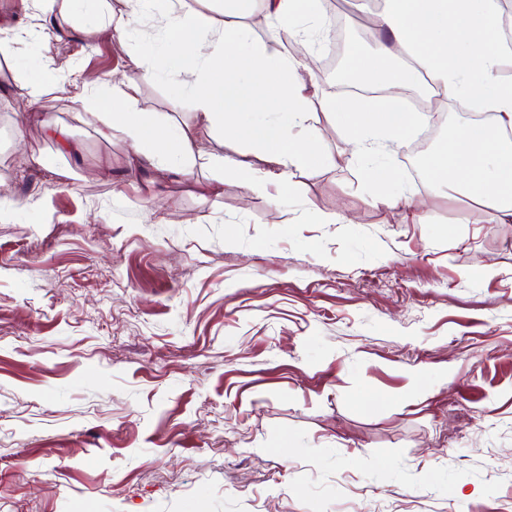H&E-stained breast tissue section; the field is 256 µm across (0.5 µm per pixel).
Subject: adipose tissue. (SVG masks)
<instances>
[{
	"label": "adipose tissue",
	"instance_id": "obj_1",
	"mask_svg": "<svg viewBox=\"0 0 512 512\" xmlns=\"http://www.w3.org/2000/svg\"><path fill=\"white\" fill-rule=\"evenodd\" d=\"M245 0H222L220 8L193 10L184 0H40L44 12L77 21L85 11L102 14L86 28L88 39L106 36L124 41L137 12L149 13L167 37L165 53L142 52L132 59L137 79L113 85L108 99L96 96L99 79L83 80L80 120L103 138L122 133L131 143L130 163L150 165L158 175L172 169L188 173L195 159L192 128L172 123L169 116L139 106V85L155 79L160 60L189 73L196 125L223 138L244 143L239 156L226 165L243 185L263 182L249 161L259 155L271 164V175L283 188H295L296 174H307L320 161L315 140L291 137L294 126L306 125L313 98L308 62L314 31L299 28L296 17L305 4L320 0H265L273 29L294 46L288 52L254 40L239 23ZM504 17L499 0H385L379 15L377 59L354 56L352 68L368 75L378 63L405 59L404 68L389 78L392 87L421 85L427 99L461 97L475 110L493 113V125H467L429 158L427 173L459 194L474 198L473 223L512 224V48L499 35ZM328 109L349 134L352 151L365 155L389 148L411 134L422 116L417 112L373 111L353 99L333 100ZM245 112L282 113L284 124L241 122ZM195 125V126H196Z\"/></svg>",
	"mask_w": 512,
	"mask_h": 512
}]
</instances>
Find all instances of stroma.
<instances>
[{"mask_svg":"<svg viewBox=\"0 0 512 512\" xmlns=\"http://www.w3.org/2000/svg\"><path fill=\"white\" fill-rule=\"evenodd\" d=\"M336 9L373 53L371 12ZM0 21V182L21 201L0 222V512H512V224L469 223L400 150L350 159L323 87L322 163L279 203L229 173L199 195L207 159L242 150L202 127L191 176L156 181L73 100L163 45L150 18L82 53L69 28L44 42L36 0ZM44 63L36 107L75 151L16 118ZM188 81L162 70L141 107L193 124ZM54 74L48 66H43L34 76L25 81L18 82L15 85V93L17 96L24 98L30 103H35L42 91L51 85Z\"/></svg>","mask_w":512,"mask_h":512,"instance_id":"obj_1","label":"stroma"}]
</instances>
